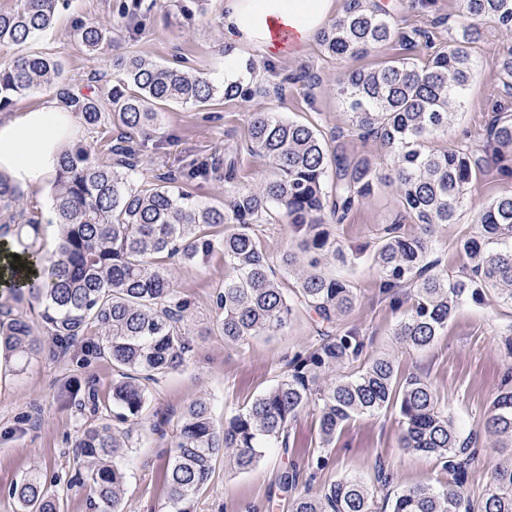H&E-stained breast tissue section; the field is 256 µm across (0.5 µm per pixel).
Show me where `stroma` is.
Segmentation results:
<instances>
[{"label": "stroma", "mask_w": 512, "mask_h": 512, "mask_svg": "<svg viewBox=\"0 0 512 512\" xmlns=\"http://www.w3.org/2000/svg\"><path fill=\"white\" fill-rule=\"evenodd\" d=\"M117 0H70L50 29L31 41L25 50L56 56L73 86H84L91 72L112 82L114 57L139 54L158 63L181 60L203 73L216 86H223L224 57L235 55L239 64L254 62V74L244 75L249 85L262 86L250 98L216 97L208 106L178 103L162 105L160 127L153 130L145 149L146 176L177 171L194 159L233 151L238 155L237 184L253 187L272 176L268 159L247 151L248 125L252 113L278 112L305 124H314L324 136L340 135L347 155H380L377 141L363 140L349 131L346 107L337 92L341 76L354 69L372 68L399 54L397 43L357 58L337 59L312 43L299 55L270 58L256 50L237 49L224 42V0H206L204 10L185 15L179 0H156L151 11L118 15ZM390 12L395 28L427 30L433 41L447 40L455 29L458 0H379ZM94 23L112 31V44L98 59H91L74 36L76 21ZM474 50L475 68L470 85L446 134L434 137L429 148L444 149L460 142L480 143L498 109L512 111V94H506L498 58L512 46V34L497 24L484 22ZM319 80L309 85L305 71ZM512 193V176H494L476 183L466 196L456 223L435 228L442 268L459 272L462 261L455 242L473 230L475 217L487 200ZM401 219L402 230H416L410 218L402 217L395 186H380L363 200L335 230L336 240L355 260L342 264L325 259L327 271L351 278L359 300L348 318L363 334L366 357H395L400 377H428L461 435L477 434L476 454L468 470L466 491L480 499L491 473L507 451L496 438L484 433L483 421L492 408L501 383L512 374V352L504 345L512 334V307L495 296L462 303L447 327L427 348L405 347L394 332L402 312L380 290V276L372 260L377 238L387 224ZM229 270L220 256L202 264L177 265L173 280L191 303L184 329L193 343V353L181 370L171 372L151 388L150 411L178 415L197 397L208 398L216 423L225 415L250 403L281 377L286 357L316 343V327L307 314H299L287 332L261 336L239 347L225 343L215 325L212 296ZM42 349L24 371L10 372L0 385V512H15L9 490L26 475L37 472L47 487L60 496L65 512H93L88 487L72 483L78 465L73 444L95 416L86 406L88 391L98 403H112L111 363L96 350L93 335L59 345L40 334ZM402 418L397 409L349 420L333 447L320 449L317 415L306 409L289 430V452L270 448L258 465L239 472L217 461L207 489L195 501L192 512H287L269 504L278 475L297 467V493L314 494L323 485L356 475L373 480L377 465H384L394 488L421 483H446L448 476L434 456L401 448ZM175 435L167 426L165 435L151 431L142 421L133 447L119 460L126 473L124 512H168L165 472L168 450ZM325 454L328 465L313 473L309 456Z\"/></svg>", "instance_id": "obj_1"}]
</instances>
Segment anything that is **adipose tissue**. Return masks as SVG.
<instances>
[{
	"mask_svg": "<svg viewBox=\"0 0 512 512\" xmlns=\"http://www.w3.org/2000/svg\"><path fill=\"white\" fill-rule=\"evenodd\" d=\"M336 0H224V40L270 57L304 52L335 13ZM77 131L72 113L46 100L0 119V174L26 189L48 187Z\"/></svg>",
	"mask_w": 512,
	"mask_h": 512,
	"instance_id": "1",
	"label": "adipose tissue"
}]
</instances>
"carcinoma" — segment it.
I'll return each instance as SVG.
<instances>
[{
  "instance_id": "obj_1",
  "label": "carcinoma",
  "mask_w": 512,
  "mask_h": 512,
  "mask_svg": "<svg viewBox=\"0 0 512 512\" xmlns=\"http://www.w3.org/2000/svg\"><path fill=\"white\" fill-rule=\"evenodd\" d=\"M65 0H19L0 11V43L24 46L47 31ZM496 22L512 32V0H460L458 25L448 42L437 45L425 31L396 32L372 0H345L318 41L336 58L365 56L396 40L405 56L371 69L351 71L338 82L350 122L363 138L377 139L392 157L384 168L374 158H349L332 147L313 125L278 112L250 117L247 150L266 157L274 178L253 188L234 184L236 162L215 156L193 160L157 182L138 178L145 141L158 125L157 108L168 102L203 107L219 93L205 77L163 66L138 55L113 61L114 83L74 91L62 78L63 66L47 55L23 53L0 65V110L36 90H48L114 156L99 161L88 145L62 150L53 209L57 247L42 255V224L21 206L24 189L0 174V253L8 262L11 289L33 273L29 294L40 303V323L62 342L89 332L98 336V354L117 373L112 383L113 424L82 430L74 447L87 464L95 512H123L125 473L117 458L133 447L135 426L149 408V384L186 366L193 350L183 332L190 302L180 295L171 268L215 254L231 275L213 297L216 326L224 342L243 346L256 336L283 333L304 311L319 319L318 342L286 361L281 379L216 427L210 403L190 401L177 419L165 480L169 512H191L208 486L218 459L240 472L254 468L268 448H288L289 426L308 406L318 411L322 447L329 448L345 422L399 408L404 429L401 448L435 456L448 482L391 490L392 478L379 468L374 481L344 477L315 496H288L299 473L284 471L279 491L289 512H512V454L494 467L478 504L465 497L470 441L460 440L440 406L432 382L423 376L398 379L394 359L378 356L357 371L325 378L333 368L361 360L364 340L346 327L358 300L346 279L319 270L325 254L344 259L326 218L340 224L382 184L396 185L402 209L417 224L405 234L389 224L373 260L391 303H410L396 335L422 349L440 335L459 304L493 293L512 306V193L486 202L475 231L456 242L462 268L453 276L434 257L437 224L456 223L472 184L495 166L512 176V113L498 112L481 145L456 144L430 150V138L448 127L453 110L473 75V45L481 24ZM75 35L91 58L111 43L106 28L79 21ZM430 46L423 63L412 57L418 39ZM506 93L512 92V47L500 57ZM121 129L112 138V127ZM224 173L228 184L222 206L196 202L186 188ZM287 220L293 243L279 263L294 277L283 288L262 242L265 221ZM18 258H13V255ZM41 350L28 314L0 309V355L21 368ZM484 430L512 447V382L504 379ZM10 497L17 512H63L60 499L37 475L15 484Z\"/></svg>"
}]
</instances>
